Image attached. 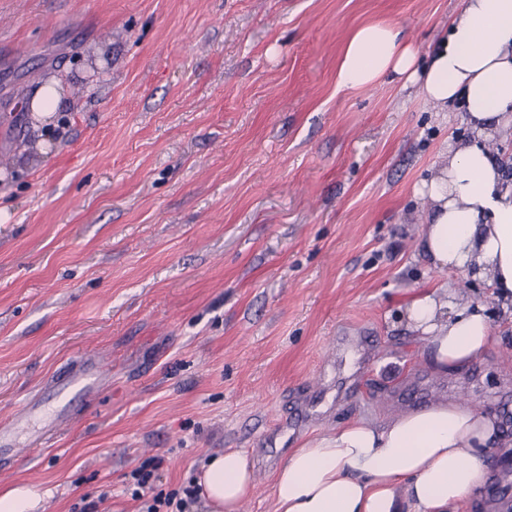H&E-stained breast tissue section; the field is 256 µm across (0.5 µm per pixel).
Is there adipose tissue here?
<instances>
[{
    "mask_svg": "<svg viewBox=\"0 0 512 512\" xmlns=\"http://www.w3.org/2000/svg\"><path fill=\"white\" fill-rule=\"evenodd\" d=\"M417 57L392 26L364 25L342 52L337 80L355 90L393 75L464 110L469 136L449 142L444 163L417 189L430 201L420 248L439 268L486 282L502 311L512 310V169L489 148L512 128V0H463L424 68ZM406 313L440 374L483 361L496 341L486 306L453 293L417 296ZM509 446L494 410L456 399L342 422L290 452L275 475V512L476 508L493 475L490 453ZM196 482L206 512H239L253 470L245 454L227 451L203 464Z\"/></svg>",
    "mask_w": 512,
    "mask_h": 512,
    "instance_id": "ef3b65f1",
    "label": "adipose tissue"
}]
</instances>
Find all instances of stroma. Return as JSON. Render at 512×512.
<instances>
[{"mask_svg": "<svg viewBox=\"0 0 512 512\" xmlns=\"http://www.w3.org/2000/svg\"><path fill=\"white\" fill-rule=\"evenodd\" d=\"M462 0H0V421L92 359L99 386L43 437L18 433L0 494L35 512H140L238 450L241 512H273L291 448L337 423L460 394L512 436V321L484 360L433 372L405 308L431 290L495 310L485 283L420 250L416 192L468 134L418 85L337 84L342 48L383 22L419 63ZM62 78L46 130L29 109ZM487 512L512 504L497 449ZM161 464L160 460H154L153 464L148 469V466H142L131 472V478L134 480V484L137 488L133 490L132 495L141 499L145 496L146 490H153V479L154 472L158 469ZM39 494L26 485L15 487L0 495L1 512H31L35 509Z\"/></svg>", "mask_w": 512, "mask_h": 512, "instance_id": "obj_1", "label": "stroma"}]
</instances>
